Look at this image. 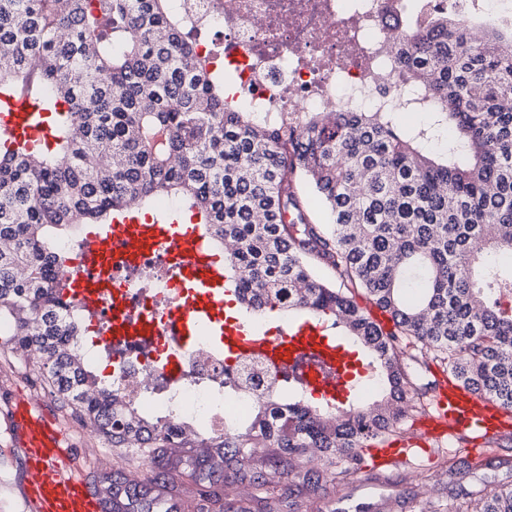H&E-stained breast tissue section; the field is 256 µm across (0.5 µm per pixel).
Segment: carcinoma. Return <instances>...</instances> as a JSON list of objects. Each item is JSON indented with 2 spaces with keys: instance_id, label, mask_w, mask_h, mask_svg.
Here are the masks:
<instances>
[{
  "instance_id": "carcinoma-1",
  "label": "carcinoma",
  "mask_w": 512,
  "mask_h": 512,
  "mask_svg": "<svg viewBox=\"0 0 512 512\" xmlns=\"http://www.w3.org/2000/svg\"><path fill=\"white\" fill-rule=\"evenodd\" d=\"M399 25L398 77L422 123L308 112L286 124L228 105L224 74L173 0H0V92L56 113L50 151L0 134V347L32 349L45 392L119 451L97 486L106 512H226L224 485L264 482L306 456L323 468L302 486L353 480L363 445L390 438L412 408L406 348L443 355L452 380L512 410V267L493 262L512 257V26L442 11ZM160 198L233 246L227 286L246 311L331 322L371 382L355 378L330 408L278 368L243 429L209 438L204 454L124 401L71 344L84 322L64 294L59 243ZM137 457L149 460L143 475ZM456 496L471 512H512V485Z\"/></svg>"
}]
</instances>
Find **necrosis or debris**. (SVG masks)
I'll use <instances>...</instances> for the list:
<instances>
[{"mask_svg": "<svg viewBox=\"0 0 512 512\" xmlns=\"http://www.w3.org/2000/svg\"><path fill=\"white\" fill-rule=\"evenodd\" d=\"M211 54L236 79L239 105L294 112L403 111L401 88L382 59L396 56L391 20L436 9L479 19L495 16L494 0H176ZM184 375L167 380L148 345L124 348L112 371L114 389L149 406L164 422L213 434L249 415L274 386L272 372L248 367V384L225 389L224 356L208 336L184 354Z\"/></svg>", "mask_w": 512, "mask_h": 512, "instance_id": "obj_1", "label": "necrosis or debris"}]
</instances>
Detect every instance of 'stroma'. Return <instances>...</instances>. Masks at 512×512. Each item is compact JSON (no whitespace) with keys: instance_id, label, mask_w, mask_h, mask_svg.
I'll list each match as a JSON object with an SVG mask.
<instances>
[{"instance_id":"1","label":"stroma","mask_w":512,"mask_h":512,"mask_svg":"<svg viewBox=\"0 0 512 512\" xmlns=\"http://www.w3.org/2000/svg\"><path fill=\"white\" fill-rule=\"evenodd\" d=\"M1 365L12 367L13 376L0 383V512H26L23 454L14 445L7 423L11 403L35 398L46 405L85 476L96 473L94 457L109 450L110 445L100 437H83L81 424L45 394L31 364L0 348ZM456 449L455 440L446 438L433 444L431 456L418 452L409 463L373 471L365 468L349 483L329 481L311 490L300 488L296 475L272 473L263 486L248 482L228 485L224 502L234 506L242 501L250 503L273 490L282 496L284 512H454L459 487L491 490L512 484V472L482 465V453H469L467 463L452 464Z\"/></svg>"}]
</instances>
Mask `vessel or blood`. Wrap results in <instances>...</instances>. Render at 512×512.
Wrapping results in <instances>:
<instances>
[{
    "instance_id": "b4317fda",
    "label": "vessel or blood",
    "mask_w": 512,
    "mask_h": 512,
    "mask_svg": "<svg viewBox=\"0 0 512 512\" xmlns=\"http://www.w3.org/2000/svg\"><path fill=\"white\" fill-rule=\"evenodd\" d=\"M0 131L29 148L53 139L48 113L27 94L0 93ZM160 252L175 271L177 299L160 315L133 311L128 294L114 287L112 274ZM78 266L69 278L68 295L90 314L110 310L103 331L105 342L143 341L168 349L161 368L169 379L181 377L180 352L190 348L205 330L230 358L260 354L282 367L292 365L296 356H314L305 386L324 401L335 402L338 394L348 390L347 377L338 372L346 359V345L325 323L300 318L271 336L225 315L227 270L203 247L192 227L173 219L133 214L114 218L91 237L79 255ZM437 408L436 428L452 433L469 430L484 443L507 428L505 414L492 401L454 383L441 389ZM11 428L24 453L27 478L23 492L31 512H104L102 497L77 472L47 408L19 402Z\"/></svg>"
}]
</instances>
